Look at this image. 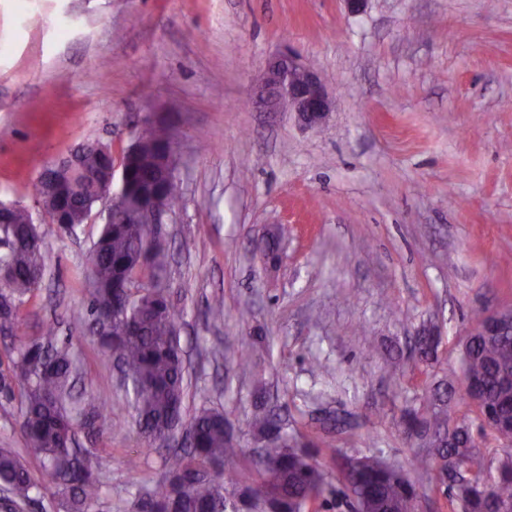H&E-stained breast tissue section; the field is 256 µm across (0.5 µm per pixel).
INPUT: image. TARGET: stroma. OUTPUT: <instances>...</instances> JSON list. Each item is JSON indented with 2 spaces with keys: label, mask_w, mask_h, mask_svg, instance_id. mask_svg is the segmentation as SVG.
<instances>
[{
  "label": "stroma",
  "mask_w": 512,
  "mask_h": 512,
  "mask_svg": "<svg viewBox=\"0 0 512 512\" xmlns=\"http://www.w3.org/2000/svg\"><path fill=\"white\" fill-rule=\"evenodd\" d=\"M296 52L334 101L320 130L252 103L273 54ZM179 138L182 199L165 229L180 342L200 403L248 432L256 349L270 403L352 454L375 446L409 470L424 512H451L423 450L401 433L430 373L387 378L417 329L441 330L435 371L461 388L462 344L512 308V0H0V202L27 206L47 275L27 318L69 334L100 224L61 234L35 200L49 164L86 143L120 158L146 114ZM282 228L283 258L257 241ZM224 317L209 318L212 299ZM81 387L112 409L90 512H129L163 470L134 422L112 355L73 341ZM322 370H315V363ZM349 416L352 435L333 427ZM0 396V446L46 477Z\"/></svg>",
  "instance_id": "obj_1"
}]
</instances>
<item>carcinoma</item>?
Segmentation results:
<instances>
[{
  "label": "carcinoma",
  "mask_w": 512,
  "mask_h": 512,
  "mask_svg": "<svg viewBox=\"0 0 512 512\" xmlns=\"http://www.w3.org/2000/svg\"><path fill=\"white\" fill-rule=\"evenodd\" d=\"M164 126L143 124L135 132L137 155L126 167V201L160 193L168 209L182 198L178 178L157 180L164 154L178 148ZM75 161L49 171L59 190L36 180L35 195L54 209H69L71 223L62 233L73 234L83 213L99 199L97 173L105 156L95 144L74 151ZM279 230L268 231L260 252L278 258ZM168 241L149 235L129 213L117 212L91 247L82 276L87 307L70 315V330L96 337L104 352H117L133 393L140 434L159 448L179 428L190 433L189 446L169 455L160 477L138 492L134 512H318L333 493L331 477L338 478L351 512H416V490L402 467L389 464L378 452L348 455L314 438L286 431L280 417L255 396L251 417L253 438L261 439L259 455L241 445L224 412L201 406L186 415L188 383L178 326L182 312L167 280ZM46 270L43 237L32 214L23 207L0 213V335L14 338L7 368L0 370V387L21 395L20 429L28 448L39 460L49 486L37 484L14 448H0V485L9 493L5 507L15 509L37 497H49L50 512H88L99 498L103 482L94 448L76 444V428L95 444L108 434L106 414L95 397L73 394L76 356L70 342L58 341L56 330L27 332L25 304L36 294ZM434 325L418 329L410 359L414 365L437 360L430 345ZM463 388L456 393L445 383L431 384L417 396L416 406L401 422L410 441L425 440L419 466L435 472L454 461L473 482L448 488L457 512H499L512 505V455L487 460L472 435V425L460 413L462 405L479 400L478 415L496 439L512 445V335L481 336L463 348ZM328 448L336 471L320 464L313 448Z\"/></svg>",
  "instance_id": "1"
}]
</instances>
